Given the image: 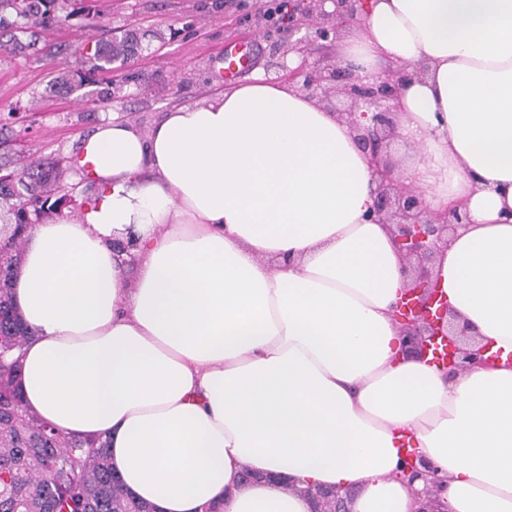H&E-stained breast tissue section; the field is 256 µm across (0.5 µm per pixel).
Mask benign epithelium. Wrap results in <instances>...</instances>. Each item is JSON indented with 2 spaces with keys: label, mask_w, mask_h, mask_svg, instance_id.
<instances>
[{
  "label": "benign epithelium",
  "mask_w": 512,
  "mask_h": 512,
  "mask_svg": "<svg viewBox=\"0 0 512 512\" xmlns=\"http://www.w3.org/2000/svg\"><path fill=\"white\" fill-rule=\"evenodd\" d=\"M294 13L288 17V35L293 29L316 26L322 39L339 36L342 30L364 11L367 0H293ZM333 6L326 9V4ZM288 50L301 55L298 67L288 70V80L301 81L299 89L320 102L336 92L348 108L338 112L353 131L359 146L379 163V182L375 190L372 217L386 224L391 238L405 260L407 289L398 302V318L406 339L405 351L423 356L431 347L446 351L441 365L446 373L475 366L494 365L495 356H484L485 348H473L468 339L472 328L448 308L439 297L434 276L436 256L449 236L466 224V215L454 211L448 217L432 220L425 217L420 197L390 176L388 148L395 138L391 121L392 101L399 86L410 77L403 67L383 75L362 77L341 65L328 66L308 60V40L288 42ZM406 473L411 479L424 480L422 494L426 501L438 492L434 473L425 462L412 464Z\"/></svg>",
  "instance_id": "obj_1"
}]
</instances>
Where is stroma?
Segmentation results:
<instances>
[{"instance_id":"obj_1","label":"stroma","mask_w":512,"mask_h":512,"mask_svg":"<svg viewBox=\"0 0 512 512\" xmlns=\"http://www.w3.org/2000/svg\"><path fill=\"white\" fill-rule=\"evenodd\" d=\"M277 2L281 10L270 21L262 0H86L101 13L105 29L134 26L146 34L141 56L108 75L87 71L81 47L92 32L77 18L40 32L31 55L0 49V155L18 164L37 158L59 166L71 197L61 212L45 214V221L75 216L92 192L71 164L84 138L114 117L148 131L164 112L223 90L225 45L251 44L240 82H249L257 70L274 80L287 78L288 0ZM63 72L82 82V96L53 92L51 82ZM110 86L120 100L107 108L96 94Z\"/></svg>"}]
</instances>
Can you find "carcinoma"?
Segmentation results:
<instances>
[{
    "label": "carcinoma",
    "mask_w": 512,
    "mask_h": 512,
    "mask_svg": "<svg viewBox=\"0 0 512 512\" xmlns=\"http://www.w3.org/2000/svg\"><path fill=\"white\" fill-rule=\"evenodd\" d=\"M72 0H0V32H10L12 53L36 48V31L69 23ZM141 37L135 30L86 43L84 63L91 72L135 56ZM60 172L40 162L22 168L20 182L29 205L52 209L51 180ZM0 512H156L153 505L124 490L111 469L104 441L66 436L31 415L23 404L22 347L29 331L12 300V281L24 237V207L0 186Z\"/></svg>",
    "instance_id": "1"
}]
</instances>
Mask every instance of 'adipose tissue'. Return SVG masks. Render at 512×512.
Returning <instances> with one entry per match:
<instances>
[{
  "label": "adipose tissue",
  "instance_id": "ef3b65f1",
  "mask_svg": "<svg viewBox=\"0 0 512 512\" xmlns=\"http://www.w3.org/2000/svg\"><path fill=\"white\" fill-rule=\"evenodd\" d=\"M337 54L363 75L425 62L394 102L415 151L392 174L429 211L463 205L437 275L499 362L450 377L403 355L374 164L296 84L257 75L145 134L102 123L73 159L92 201L26 233L23 400L104 440L157 512H311L317 489L417 512L412 452L438 512H512V0H369ZM419 463V466L416 464H409L410 466H406V473L411 480H424V488L421 492H418V494H424V498L426 499L425 506H427L428 502L431 501V498L438 492V483L434 477L433 471H427L425 462L420 458Z\"/></svg>",
  "mask_w": 512,
  "mask_h": 512
}]
</instances>
